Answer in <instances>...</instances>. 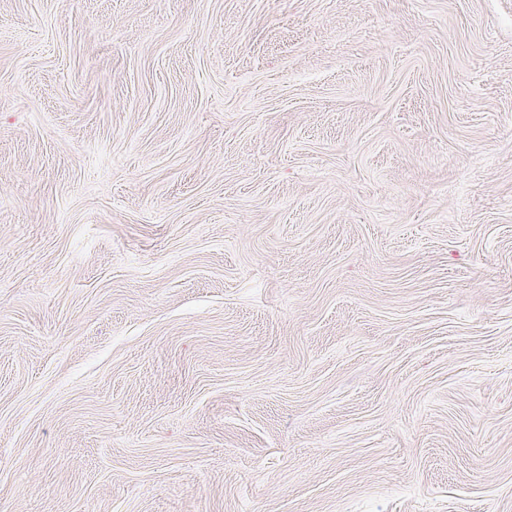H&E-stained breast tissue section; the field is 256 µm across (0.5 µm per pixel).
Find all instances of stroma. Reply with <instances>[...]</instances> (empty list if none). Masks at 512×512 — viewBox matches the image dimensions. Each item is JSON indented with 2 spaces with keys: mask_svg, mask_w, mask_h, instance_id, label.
I'll use <instances>...</instances> for the list:
<instances>
[{
  "mask_svg": "<svg viewBox=\"0 0 512 512\" xmlns=\"http://www.w3.org/2000/svg\"><path fill=\"white\" fill-rule=\"evenodd\" d=\"M0 512H512V0H0Z\"/></svg>",
  "mask_w": 512,
  "mask_h": 512,
  "instance_id": "stroma-1",
  "label": "stroma"
}]
</instances>
